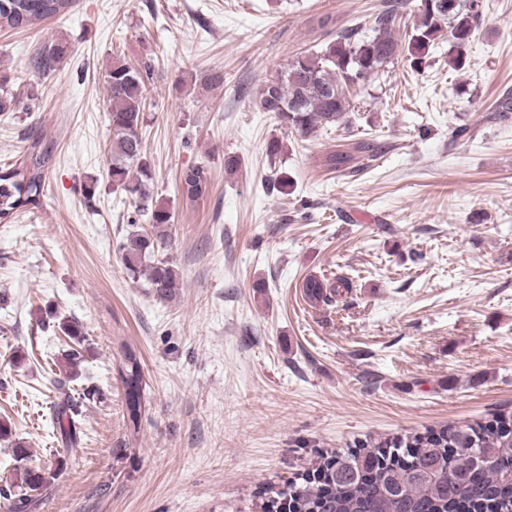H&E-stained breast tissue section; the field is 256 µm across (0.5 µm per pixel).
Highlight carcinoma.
<instances>
[{
    "label": "carcinoma",
    "mask_w": 512,
    "mask_h": 512,
    "mask_svg": "<svg viewBox=\"0 0 512 512\" xmlns=\"http://www.w3.org/2000/svg\"><path fill=\"white\" fill-rule=\"evenodd\" d=\"M74 0H0V28L26 30L66 13ZM483 17V0H421L419 21L407 46L393 35L398 24V0H385L373 18L369 32L347 26L336 32L318 52L299 53L275 78L260 88L253 105L272 112L291 131L308 134L317 127L332 126L350 110L346 91L365 85L399 56H410L414 68L425 63L439 38L448 36V67L462 70L473 31ZM70 44L56 38L35 58L38 71L54 69L69 55ZM149 71L115 57L105 73L110 109L112 185L144 201L151 230L120 244L128 277L145 278L154 294L167 299L177 284L174 265L159 256L166 247L172 213L162 205L149 206L151 166L143 153L144 122ZM52 147L32 139L15 162L0 166V223L41 205L46 187ZM353 156L329 154L324 165L330 170L347 169ZM210 188L202 166L186 169L181 178L183 197L196 201ZM310 302L325 305L352 291L346 275L329 283L316 276L302 285ZM120 374L126 389V411L138 428L147 402V383L135 353L122 349ZM82 402L69 395L57 406L56 420L61 443L77 442ZM64 470L23 469L22 493L14 512H24L29 493L57 480ZM314 478L288 481V498L277 500L281 488L254 503L253 512H512V410L466 425L440 428L366 440L344 453H321L311 463Z\"/></svg>",
    "instance_id": "carcinoma-1"
}]
</instances>
